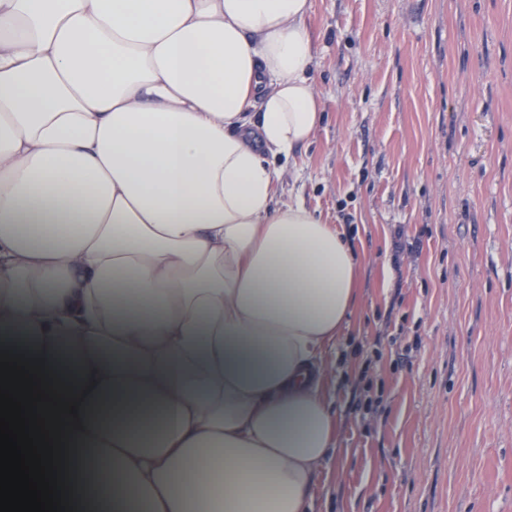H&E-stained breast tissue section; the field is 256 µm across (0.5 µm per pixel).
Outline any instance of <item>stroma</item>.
I'll return each instance as SVG.
<instances>
[{"instance_id": "1", "label": "stroma", "mask_w": 512, "mask_h": 512, "mask_svg": "<svg viewBox=\"0 0 512 512\" xmlns=\"http://www.w3.org/2000/svg\"><path fill=\"white\" fill-rule=\"evenodd\" d=\"M282 201L362 259L311 512H512V0H314Z\"/></svg>"}]
</instances>
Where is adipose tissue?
<instances>
[{
  "label": "adipose tissue",
  "mask_w": 512,
  "mask_h": 512,
  "mask_svg": "<svg viewBox=\"0 0 512 512\" xmlns=\"http://www.w3.org/2000/svg\"><path fill=\"white\" fill-rule=\"evenodd\" d=\"M313 0H0V354L62 401L71 512H310L338 451Z\"/></svg>",
  "instance_id": "ef3b65f1"
}]
</instances>
